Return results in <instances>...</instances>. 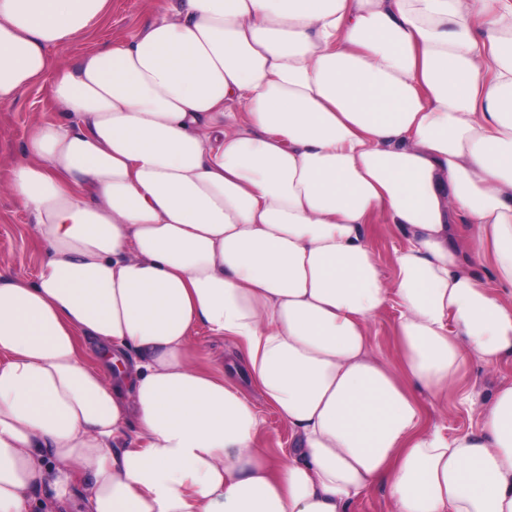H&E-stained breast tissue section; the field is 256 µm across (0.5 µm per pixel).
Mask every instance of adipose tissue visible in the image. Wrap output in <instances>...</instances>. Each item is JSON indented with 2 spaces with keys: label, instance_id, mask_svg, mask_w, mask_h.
<instances>
[{
  "label": "adipose tissue",
  "instance_id": "ef3b65f1",
  "mask_svg": "<svg viewBox=\"0 0 512 512\" xmlns=\"http://www.w3.org/2000/svg\"><path fill=\"white\" fill-rule=\"evenodd\" d=\"M110 8L0 0V104L45 83L57 109L9 180L44 257L0 278V512L77 486L84 512H355L376 487L512 512V381L462 396L475 427L428 423L466 360L512 362V0H180L59 62ZM376 224L405 239L390 280ZM396 316V306L390 304L369 324L370 335L383 354L391 360L395 358L393 326ZM195 342L205 363H210L212 360H224L225 367L232 363L236 365L240 363L238 352L221 339L207 336L205 332L200 331ZM238 381L262 412L264 426L260 435L261 448H267L271 455L278 457L280 448H289L292 441V432L288 424L282 421L272 408L263 403L260 397L249 388L245 379L238 376Z\"/></svg>",
  "mask_w": 512,
  "mask_h": 512
}]
</instances>
